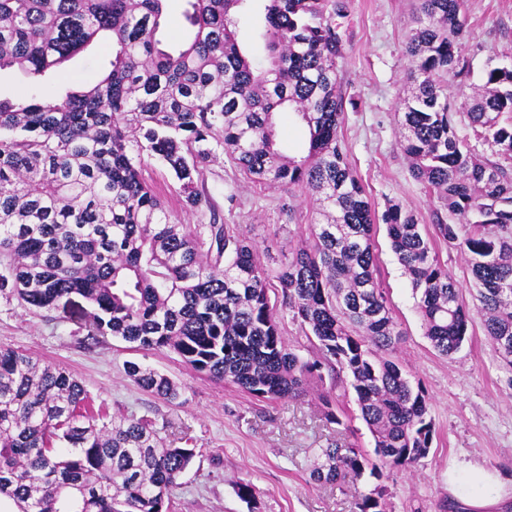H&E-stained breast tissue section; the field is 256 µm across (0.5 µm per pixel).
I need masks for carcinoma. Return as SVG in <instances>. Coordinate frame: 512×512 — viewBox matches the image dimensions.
I'll use <instances>...</instances> for the list:
<instances>
[{"label":"carcinoma","instance_id":"obj_1","mask_svg":"<svg viewBox=\"0 0 512 512\" xmlns=\"http://www.w3.org/2000/svg\"><path fill=\"white\" fill-rule=\"evenodd\" d=\"M193 38L169 52L156 38L163 0H0V70L44 76L100 33L112 61L81 90L0 99V294L35 310L81 297L87 338L167 350L196 371L261 399L293 398L323 366L352 378L375 441L319 448L309 479H379L416 466L432 447L425 392L395 359L401 333L377 277L375 214L350 169L338 129V81L347 0H262L267 63L240 48L235 15L248 0H189ZM406 53L412 89L399 118L412 175L453 224L430 236L391 203L382 215L408 274L425 336L439 355L462 347L470 308L436 254L459 248L478 289L484 332L512 372V67L488 61L461 102L443 78L464 82L463 0H416ZM309 131L307 153L277 145V113ZM498 161L474 154L456 115ZM218 145L254 181L308 186L320 219L276 275L282 305L316 339L307 360L288 348L268 295V274L230 224H181L142 178L145 159L179 182L185 210L209 208L197 180ZM142 390L180 397L165 375L126 365ZM191 448L171 447L147 417L111 414L66 370L0 349V495L18 512H170ZM383 489L358 512H384Z\"/></svg>","mask_w":512,"mask_h":512}]
</instances>
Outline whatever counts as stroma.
I'll return each mask as SVG.
<instances>
[{
    "mask_svg": "<svg viewBox=\"0 0 512 512\" xmlns=\"http://www.w3.org/2000/svg\"><path fill=\"white\" fill-rule=\"evenodd\" d=\"M463 8L470 35L459 52L470 64L472 79H479L490 60L512 66V0H463ZM188 9V0H165L158 34L164 49L178 50L191 39ZM416 26L414 0H349L339 61L344 97L339 136L376 213L393 200L429 230L449 214L414 178L400 146L399 114L412 69L405 47ZM111 58V41L98 37L48 80L36 83L20 71H0V96L22 89L41 95L82 89L103 78ZM143 176L172 217L187 224L234 225L257 264L271 274L287 263L316 217L307 188L253 183L220 149L198 182L211 199L208 212H184L180 186L159 161L148 160ZM375 245L379 279L402 333L399 360L412 383L425 390L435 426L429 455L387 478L310 482L315 449L336 444L374 451L353 389L349 382H334L329 368H322L321 380L312 381L299 397L260 401L211 380L171 352L133 349L109 337L91 340L81 320L70 314L35 311L2 297L0 348L22 350L67 369L110 411L154 417L172 445L190 437L195 457L172 493V512H356L359 492L377 485L384 488L385 512H437L451 497L449 470L463 463L496 474L503 497L512 502V385L480 315H473L468 338L453 358L438 355L424 334L411 283L385 228L377 229ZM129 361L168 376L181 392L179 402L168 403L135 385L125 373ZM324 388L337 397L340 423L324 419L318 400ZM241 484L251 486L254 502L238 497Z\"/></svg>",
    "mask_w": 512,
    "mask_h": 512,
    "instance_id": "1",
    "label": "stroma"
}]
</instances>
